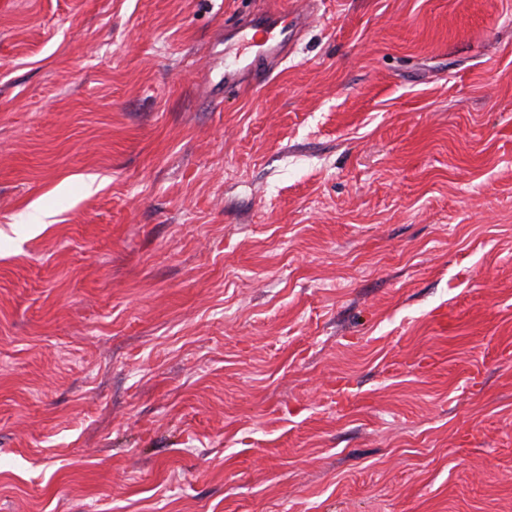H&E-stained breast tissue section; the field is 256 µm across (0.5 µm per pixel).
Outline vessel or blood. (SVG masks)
<instances>
[{
	"instance_id": "vessel-or-blood-1",
	"label": "vessel or blood",
	"mask_w": 512,
	"mask_h": 512,
	"mask_svg": "<svg viewBox=\"0 0 512 512\" xmlns=\"http://www.w3.org/2000/svg\"><path fill=\"white\" fill-rule=\"evenodd\" d=\"M296 39L295 32L278 29L276 22L266 15L233 25L231 33L224 37L225 47L254 40L258 50L252 56H236L234 63L225 65V89L250 87L265 78L287 59Z\"/></svg>"
}]
</instances>
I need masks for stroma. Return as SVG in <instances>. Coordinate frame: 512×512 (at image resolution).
<instances>
[{"instance_id": "obj_1", "label": "stroma", "mask_w": 512, "mask_h": 512, "mask_svg": "<svg viewBox=\"0 0 512 512\" xmlns=\"http://www.w3.org/2000/svg\"><path fill=\"white\" fill-rule=\"evenodd\" d=\"M276 2L0 0V512H512V0ZM276 14L253 17L246 21H239L231 27H224L225 53L239 42L252 41L254 46L259 47L254 56H242L241 52H237L234 63L228 65L224 63L225 90L252 87L288 58L299 30L306 21L304 18L295 17L289 35L288 27L282 28L277 34L274 33V30L277 28L278 22L270 20ZM229 31L232 33L227 34ZM259 32L263 33V38L257 42L255 36Z\"/></svg>"}]
</instances>
